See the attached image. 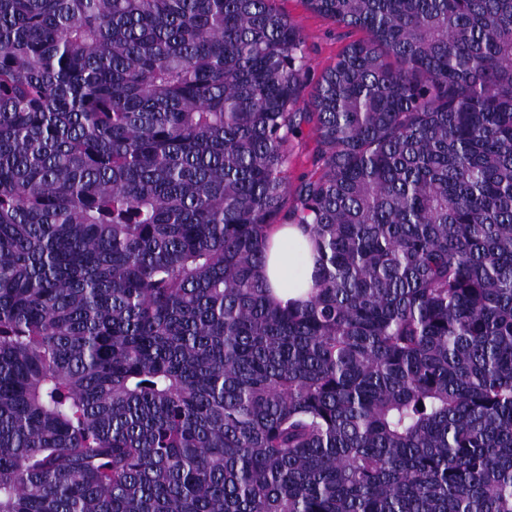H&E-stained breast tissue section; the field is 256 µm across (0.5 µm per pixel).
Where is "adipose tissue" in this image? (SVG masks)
<instances>
[{
  "label": "adipose tissue",
  "instance_id": "1",
  "mask_svg": "<svg viewBox=\"0 0 512 512\" xmlns=\"http://www.w3.org/2000/svg\"><path fill=\"white\" fill-rule=\"evenodd\" d=\"M316 255L303 229L282 224L272 234L262 275L275 301L306 298L313 285Z\"/></svg>",
  "mask_w": 512,
  "mask_h": 512
}]
</instances>
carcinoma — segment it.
I'll list each match as a JSON object with an SVG mask.
<instances>
[{
  "label": "carcinoma",
  "instance_id": "1",
  "mask_svg": "<svg viewBox=\"0 0 512 512\" xmlns=\"http://www.w3.org/2000/svg\"><path fill=\"white\" fill-rule=\"evenodd\" d=\"M305 2L0 0V512H512V0ZM276 6L285 12L305 37L309 79L303 94L305 99H309L316 90L318 79L335 63L341 50L362 34L338 26L311 10L302 0H278ZM315 147V136L311 125L304 124L302 134L294 141L293 160L288 171L289 179L296 183L311 168L312 154ZM315 258L312 243L299 225H279L269 240L262 271L271 300L306 299L313 285Z\"/></svg>",
  "mask_w": 512,
  "mask_h": 512
}]
</instances>
